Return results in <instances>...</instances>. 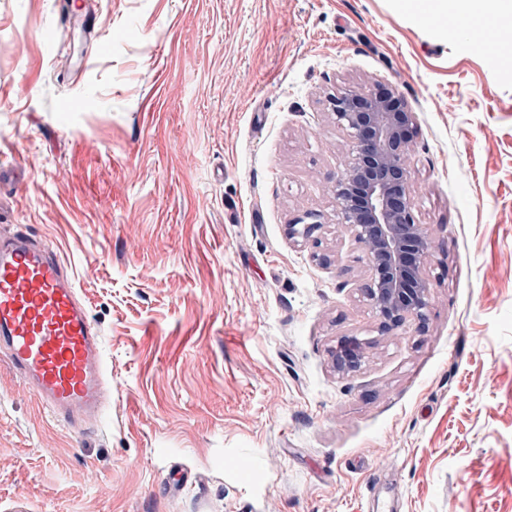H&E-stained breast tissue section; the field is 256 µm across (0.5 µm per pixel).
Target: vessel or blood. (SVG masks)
I'll return each instance as SVG.
<instances>
[{"label":"vessel or blood","mask_w":512,"mask_h":512,"mask_svg":"<svg viewBox=\"0 0 512 512\" xmlns=\"http://www.w3.org/2000/svg\"><path fill=\"white\" fill-rule=\"evenodd\" d=\"M0 361L65 427L103 406L100 338L58 252L26 231L0 235Z\"/></svg>","instance_id":"obj_1"}]
</instances>
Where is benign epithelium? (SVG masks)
<instances>
[{
	"label": "benign epithelium",
	"mask_w": 512,
	"mask_h": 512,
	"mask_svg": "<svg viewBox=\"0 0 512 512\" xmlns=\"http://www.w3.org/2000/svg\"><path fill=\"white\" fill-rule=\"evenodd\" d=\"M332 116L349 136L348 161L333 185L340 224L367 261L357 291L374 310L378 330L411 322L426 325L431 284L425 266L435 242L413 212L410 162L414 112L393 88L367 93L347 89L332 99ZM320 215L308 213L287 225L295 244L319 251ZM367 340L347 336L332 357L336 372L350 376L366 361Z\"/></svg>",
	"instance_id": "1"
}]
</instances>
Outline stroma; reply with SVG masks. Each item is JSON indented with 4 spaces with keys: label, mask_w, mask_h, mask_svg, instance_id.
Segmentation results:
<instances>
[{
    "label": "stroma",
    "mask_w": 512,
    "mask_h": 512,
    "mask_svg": "<svg viewBox=\"0 0 512 512\" xmlns=\"http://www.w3.org/2000/svg\"><path fill=\"white\" fill-rule=\"evenodd\" d=\"M0 0V233L53 247L112 399L54 423L0 361V512H512V21L402 0ZM396 89L435 238L377 331L330 99ZM327 262L288 237L307 212ZM369 339L337 374L331 350ZM367 344V339L358 336H347L338 341L332 351L336 372L342 376L358 372L366 361Z\"/></svg>",
    "instance_id": "stroma-1"
}]
</instances>
